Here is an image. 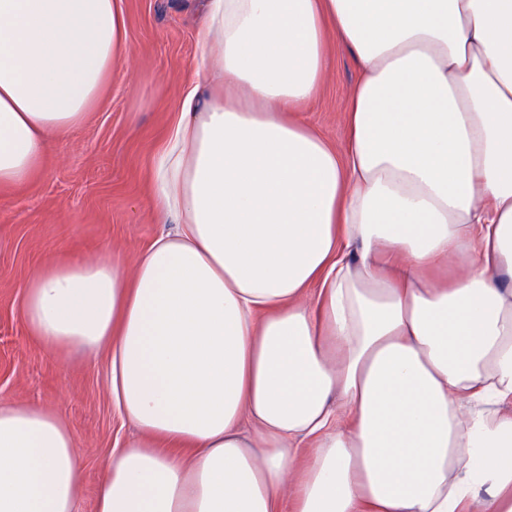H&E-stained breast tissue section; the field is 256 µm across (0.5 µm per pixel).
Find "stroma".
<instances>
[{
  "mask_svg": "<svg viewBox=\"0 0 512 512\" xmlns=\"http://www.w3.org/2000/svg\"><path fill=\"white\" fill-rule=\"evenodd\" d=\"M124 7L127 69L111 78L82 126L50 140L33 179L0 189V401L46 407L70 424L80 512H95L107 457L136 431L111 404L106 354L59 355L31 336L25 289L56 260L114 255L132 267L163 229L151 205L152 162L202 53L192 0H124ZM357 77L352 56L329 48L320 93L298 114L337 148L347 138Z\"/></svg>",
  "mask_w": 512,
  "mask_h": 512,
  "instance_id": "stroma-1",
  "label": "stroma"
}]
</instances>
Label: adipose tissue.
I'll return each mask as SVG.
<instances>
[{
  "label": "adipose tissue",
  "mask_w": 512,
  "mask_h": 512,
  "mask_svg": "<svg viewBox=\"0 0 512 512\" xmlns=\"http://www.w3.org/2000/svg\"><path fill=\"white\" fill-rule=\"evenodd\" d=\"M199 4L151 171L176 227L25 290L138 431L96 512H512V0ZM332 41L359 69L343 153L292 117ZM128 59L123 0H0V187ZM80 483L69 424L0 402V512H79Z\"/></svg>",
  "instance_id": "obj_1"
}]
</instances>
